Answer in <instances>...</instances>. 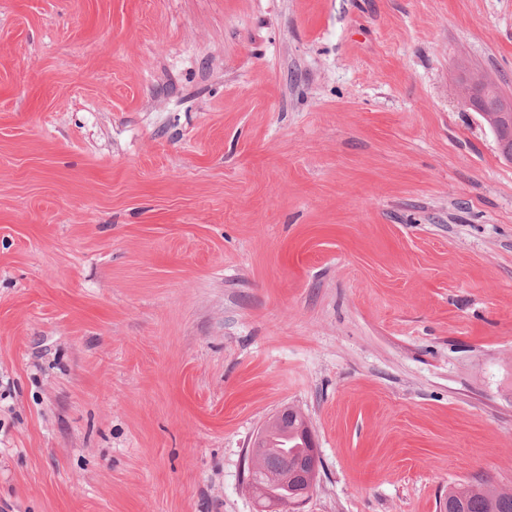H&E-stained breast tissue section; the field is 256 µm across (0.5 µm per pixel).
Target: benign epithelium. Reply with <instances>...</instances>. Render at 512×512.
Here are the masks:
<instances>
[{"label": "benign epithelium", "mask_w": 512, "mask_h": 512, "mask_svg": "<svg viewBox=\"0 0 512 512\" xmlns=\"http://www.w3.org/2000/svg\"><path fill=\"white\" fill-rule=\"evenodd\" d=\"M460 104L478 112L497 136L503 158L512 162V98L495 89L492 82L481 75H473L462 86ZM301 421L302 433L308 448V459L297 463L294 472L292 491L285 497L265 493L255 487L252 477L245 480V488L255 497L257 512H303L302 507L313 493L317 482L319 452L307 417L292 407L278 411L255 435L248 451V471L264 470L271 475L279 473L283 467L280 458L266 455L260 450L265 432L275 425L288 429V424Z\"/></svg>", "instance_id": "obj_1"}]
</instances>
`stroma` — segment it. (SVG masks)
I'll return each mask as SVG.
<instances>
[{"label":"stroma","instance_id":"stroma-1","mask_svg":"<svg viewBox=\"0 0 512 512\" xmlns=\"http://www.w3.org/2000/svg\"><path fill=\"white\" fill-rule=\"evenodd\" d=\"M512 0H0V512L512 490ZM460 104L478 112L497 136L503 158L512 162V98L495 89L481 75H473L462 86ZM297 418L301 421V426L298 430L302 433L306 442L308 459L305 463L303 461L297 463L290 495V487L288 485L289 496L278 497L264 493L263 489H268L271 493L283 496L286 495L287 489L279 480L270 479L263 472H259L258 474L255 473L257 474V482L262 486V489L258 490L253 484L252 473L257 469H261L270 475H276L281 471L283 464L280 458L273 455L281 456L284 465L287 466L290 462L300 458L305 452L300 438L290 437L289 435L287 438L281 430L273 427L268 432L265 443L266 447L261 448L263 454L259 447L263 442L265 432L273 425L288 432V423L294 424ZM318 465V448H316L314 436L305 414L292 407H285L278 411L257 432L248 451V471L250 474L246 477L245 488L255 497L257 512H304L302 507L309 500L317 482Z\"/></svg>","mask_w":512,"mask_h":512}]
</instances>
